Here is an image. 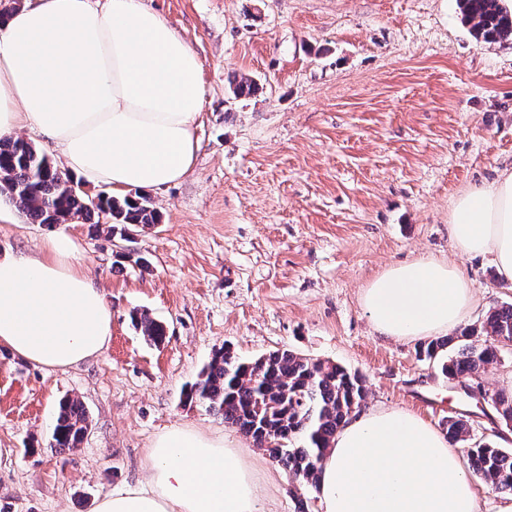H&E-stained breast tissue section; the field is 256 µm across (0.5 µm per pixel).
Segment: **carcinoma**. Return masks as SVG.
Masks as SVG:
<instances>
[{
  "mask_svg": "<svg viewBox=\"0 0 512 512\" xmlns=\"http://www.w3.org/2000/svg\"><path fill=\"white\" fill-rule=\"evenodd\" d=\"M462 19L473 35L487 43L512 39V10L501 0H459ZM237 98L259 91L247 77L230 80ZM71 177L56 167L32 143L0 138V198L6 199L33 224H65L75 218L105 221L109 232L125 236L132 228L159 223L160 216L142 193H102L89 199L78 188H67ZM131 320L145 340L165 341V326L144 313ZM512 349V304L488 312L480 325L420 345L418 354L439 362L448 379L465 377L480 395L489 398L501 420L512 423V396L485 390L481 375L501 362ZM360 377L345 368L282 349L243 362L226 347L216 350L194 382L186 386L188 403L203 405L224 422L252 438L255 445L288 470L303 493L296 496L297 512H310L306 493L317 489L321 459L336 432L366 399ZM89 428L83 403L75 398L59 402L49 447H78ZM448 439L468 445L474 473L492 489L512 494V449L492 440L477 439L469 421L450 417L443 423Z\"/></svg>",
  "mask_w": 512,
  "mask_h": 512,
  "instance_id": "obj_1",
  "label": "carcinoma"
}]
</instances>
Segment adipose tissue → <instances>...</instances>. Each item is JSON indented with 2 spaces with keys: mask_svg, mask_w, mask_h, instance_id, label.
Wrapping results in <instances>:
<instances>
[{
  "mask_svg": "<svg viewBox=\"0 0 512 512\" xmlns=\"http://www.w3.org/2000/svg\"><path fill=\"white\" fill-rule=\"evenodd\" d=\"M202 108L196 52L141 0H24L0 18V135L37 131L85 182H178ZM448 225L459 254L488 258L512 282V171L463 191ZM474 304L458 265L424 256L388 267L363 293L374 330L398 340L450 332ZM111 338L112 311L72 237L0 258L1 348L62 369ZM145 467V483L113 490L96 512H263L250 465L224 439L173 427L147 448ZM318 498L321 512H479L450 440L401 408L346 421L320 464Z\"/></svg>",
  "mask_w": 512,
  "mask_h": 512,
  "instance_id": "adipose-tissue-1",
  "label": "adipose tissue"
}]
</instances>
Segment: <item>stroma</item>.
Listing matches in <instances>:
<instances>
[{
  "label": "stroma",
  "instance_id": "35a3bbf8",
  "mask_svg": "<svg viewBox=\"0 0 512 512\" xmlns=\"http://www.w3.org/2000/svg\"><path fill=\"white\" fill-rule=\"evenodd\" d=\"M203 67L190 172L151 190L157 224L123 240L83 220L33 224L0 200V256L74 238L112 310L97 357L47 370L0 348V512H95L145 481L152 441L188 425L238 446L264 512H294L292 480L221 416L182 399L215 349H277L341 365L364 409L397 407L434 428L454 416L497 439L502 423L418 355L376 334L362 306L384 268L419 256L458 264L475 288L467 324L512 303L486 258L458 255L455 198L512 169V40H476L456 0H142ZM260 83L235 98L231 76ZM130 250L148 269L117 266ZM162 322L148 344L130 319ZM83 402L78 448L49 447L59 401Z\"/></svg>",
  "mask_w": 512,
  "mask_h": 512
}]
</instances>
